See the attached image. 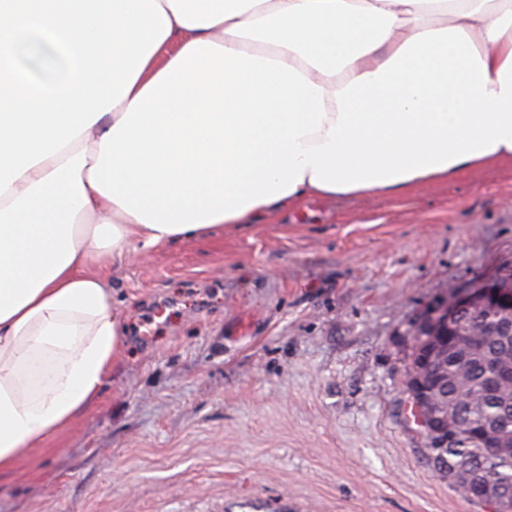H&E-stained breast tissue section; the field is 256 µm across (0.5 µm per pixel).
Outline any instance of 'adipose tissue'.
<instances>
[{
	"instance_id": "1",
	"label": "adipose tissue",
	"mask_w": 512,
	"mask_h": 512,
	"mask_svg": "<svg viewBox=\"0 0 512 512\" xmlns=\"http://www.w3.org/2000/svg\"><path fill=\"white\" fill-rule=\"evenodd\" d=\"M512 160V0H0V474L100 396L102 267Z\"/></svg>"
}]
</instances>
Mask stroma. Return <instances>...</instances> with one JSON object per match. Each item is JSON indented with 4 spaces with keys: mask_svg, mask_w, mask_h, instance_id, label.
Instances as JSON below:
<instances>
[{
    "mask_svg": "<svg viewBox=\"0 0 512 512\" xmlns=\"http://www.w3.org/2000/svg\"><path fill=\"white\" fill-rule=\"evenodd\" d=\"M510 273L511 160L136 255L108 383L0 512H492L426 464L404 383L417 324Z\"/></svg>",
    "mask_w": 512,
    "mask_h": 512,
    "instance_id": "35a3bbf8",
    "label": "stroma"
}]
</instances>
